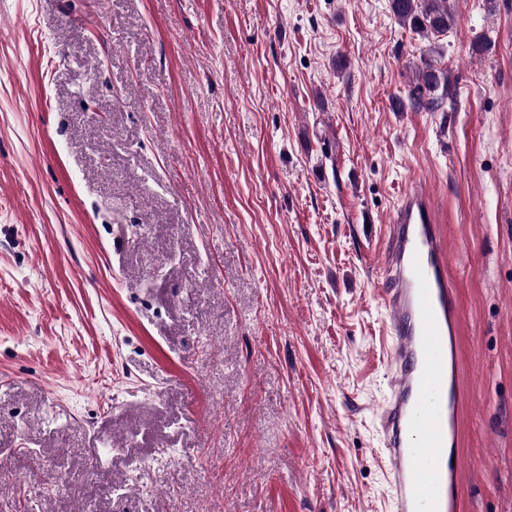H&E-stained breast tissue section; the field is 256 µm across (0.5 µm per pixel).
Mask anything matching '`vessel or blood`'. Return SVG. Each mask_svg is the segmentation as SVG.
Here are the masks:
<instances>
[{"instance_id":"vessel-or-blood-1","label":"vessel or blood","mask_w":512,"mask_h":512,"mask_svg":"<svg viewBox=\"0 0 512 512\" xmlns=\"http://www.w3.org/2000/svg\"><path fill=\"white\" fill-rule=\"evenodd\" d=\"M433 195L412 180L384 229L381 412L390 512H460L459 309Z\"/></svg>"}]
</instances>
